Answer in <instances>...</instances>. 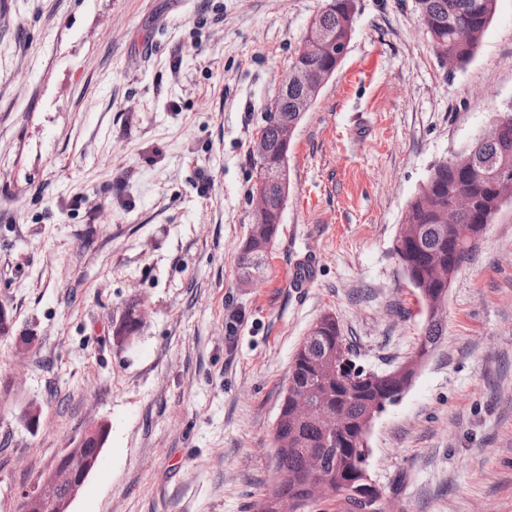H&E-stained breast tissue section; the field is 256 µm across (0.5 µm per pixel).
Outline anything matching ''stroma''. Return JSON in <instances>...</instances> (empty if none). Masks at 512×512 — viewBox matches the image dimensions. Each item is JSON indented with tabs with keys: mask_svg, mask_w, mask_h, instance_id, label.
Wrapping results in <instances>:
<instances>
[{
	"mask_svg": "<svg viewBox=\"0 0 512 512\" xmlns=\"http://www.w3.org/2000/svg\"><path fill=\"white\" fill-rule=\"evenodd\" d=\"M323 4L0 0V512L98 420L112 430L73 512H254L310 325L334 313L374 371L411 352L424 305L392 241L432 165L512 107V0L461 66L414 0H357L246 284L253 136ZM133 300L146 322L123 348L112 324ZM446 306V336L372 429L370 474L399 512H512V202ZM266 187L272 200L273 209L267 212L264 220L265 224H260L262 226L261 230L251 233L243 244L239 256L243 282H249L263 273L264 257L274 242L281 223V215L275 208L279 186L275 182H269Z\"/></svg>",
	"mask_w": 512,
	"mask_h": 512,
	"instance_id": "stroma-1",
	"label": "stroma"
}]
</instances>
